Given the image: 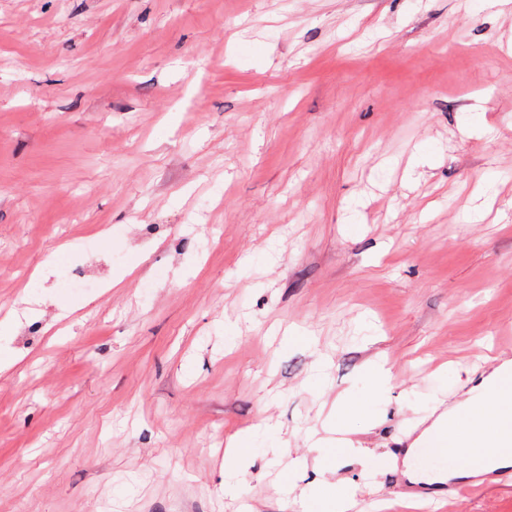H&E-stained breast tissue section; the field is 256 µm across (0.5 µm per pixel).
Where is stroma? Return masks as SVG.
<instances>
[{
  "instance_id": "1",
  "label": "stroma",
  "mask_w": 512,
  "mask_h": 512,
  "mask_svg": "<svg viewBox=\"0 0 512 512\" xmlns=\"http://www.w3.org/2000/svg\"><path fill=\"white\" fill-rule=\"evenodd\" d=\"M509 329L512 0H0V512H415Z\"/></svg>"
}]
</instances>
